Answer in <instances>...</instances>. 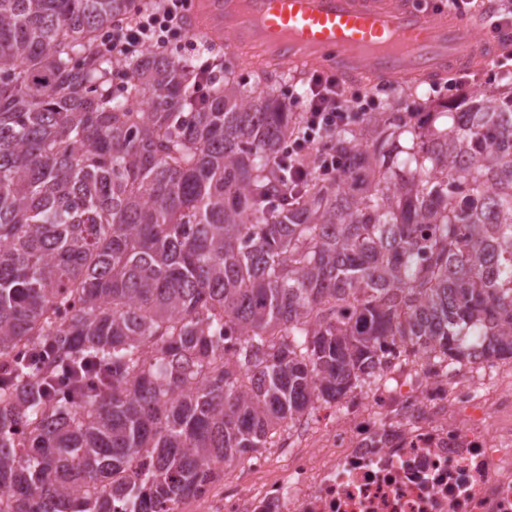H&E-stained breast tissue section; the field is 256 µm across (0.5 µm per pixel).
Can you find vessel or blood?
Segmentation results:
<instances>
[{"mask_svg": "<svg viewBox=\"0 0 512 512\" xmlns=\"http://www.w3.org/2000/svg\"><path fill=\"white\" fill-rule=\"evenodd\" d=\"M187 23L215 40L231 34L233 52L351 81L445 74L465 63L479 25L412 0H194Z\"/></svg>", "mask_w": 512, "mask_h": 512, "instance_id": "vessel-or-blood-1", "label": "vessel or blood"}]
</instances>
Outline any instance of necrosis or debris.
Instances as JSON below:
<instances>
[{
	"label": "necrosis or debris",
	"instance_id": "obj_1",
	"mask_svg": "<svg viewBox=\"0 0 512 512\" xmlns=\"http://www.w3.org/2000/svg\"><path fill=\"white\" fill-rule=\"evenodd\" d=\"M393 381L350 397L285 473L253 457L259 487L225 489L212 512H512V379L490 392L403 357Z\"/></svg>",
	"mask_w": 512,
	"mask_h": 512
}]
</instances>
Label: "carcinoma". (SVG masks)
<instances>
[{"label":"carcinoma","instance_id":"obj_1","mask_svg":"<svg viewBox=\"0 0 512 512\" xmlns=\"http://www.w3.org/2000/svg\"><path fill=\"white\" fill-rule=\"evenodd\" d=\"M156 2L0 0V512H174L403 354L512 358V90L290 193L271 74L98 42Z\"/></svg>","mask_w":512,"mask_h":512}]
</instances>
